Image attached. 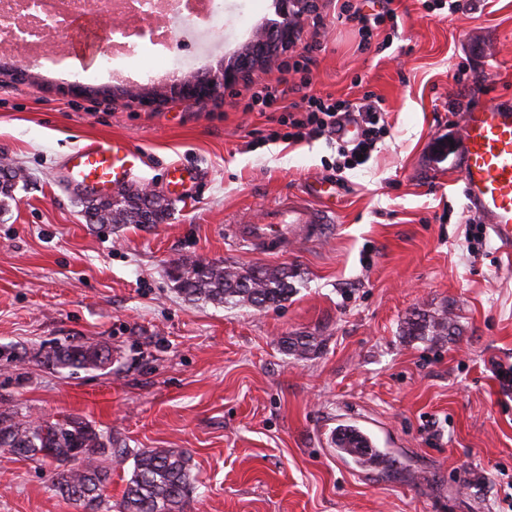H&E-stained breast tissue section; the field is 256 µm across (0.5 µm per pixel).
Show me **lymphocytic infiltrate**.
<instances>
[{
	"instance_id": "lymphocytic-infiltrate-1",
	"label": "lymphocytic infiltrate",
	"mask_w": 512,
	"mask_h": 512,
	"mask_svg": "<svg viewBox=\"0 0 512 512\" xmlns=\"http://www.w3.org/2000/svg\"><path fill=\"white\" fill-rule=\"evenodd\" d=\"M338 17L356 27L359 44L363 47L370 45L380 28L394 29L398 26V16L393 9L366 14L356 0H343ZM319 48L316 41L305 44L300 54L279 66L275 83L256 85L245 109L249 112L279 111L281 129L276 137L292 143L325 134L335 135L347 120L357 123V138L337 146V169H354L363 165L365 156L370 155L386 132L382 100L368 93L354 103L330 93L312 92L310 66L313 54Z\"/></svg>"
}]
</instances>
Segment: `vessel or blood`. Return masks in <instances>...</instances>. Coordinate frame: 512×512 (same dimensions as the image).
Masks as SVG:
<instances>
[{
    "label": "vessel or blood",
    "mask_w": 512,
    "mask_h": 512,
    "mask_svg": "<svg viewBox=\"0 0 512 512\" xmlns=\"http://www.w3.org/2000/svg\"><path fill=\"white\" fill-rule=\"evenodd\" d=\"M142 160L140 149L126 139L93 140L71 153L65 176L88 195L102 197L130 182ZM461 174L472 213L492 230L501 249L511 254L512 101L466 112ZM333 229L329 206L315 208L292 198L267 211L262 220L233 225L232 235L253 253L276 256L287 252L297 239L315 241Z\"/></svg>",
    "instance_id": "vessel-or-blood-1"
}]
</instances>
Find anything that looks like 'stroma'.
Returning <instances> with one entry per match:
<instances>
[{"label":"stroma","instance_id":"stroma-1","mask_svg":"<svg viewBox=\"0 0 512 512\" xmlns=\"http://www.w3.org/2000/svg\"><path fill=\"white\" fill-rule=\"evenodd\" d=\"M207 69L246 40L240 0H224ZM324 25L311 89L384 101L387 132L369 160L336 172V143L271 139L270 114L243 111L244 86L189 105L66 94L69 55L51 63L0 52V159L16 175L0 207V404L33 418L75 415L112 445L172 448L188 459L185 512H497L512 482V255L471 217L459 182L465 112L512 99V0H392L390 45L357 32L319 0ZM25 64L35 81L12 76ZM122 136L145 155L130 189L169 200L161 224H90L86 194L65 182L67 154ZM189 171L165 185V169ZM333 182L337 229L268 258L231 225ZM178 260L285 266L295 292L255 310L190 302L167 276ZM447 311V341L405 336L411 314ZM315 337L306 356L286 336ZM110 349L99 371L69 372L46 354L62 342ZM17 352V361L5 355ZM355 425L388 451L365 471L337 455ZM55 467L0 453V512H76Z\"/></svg>","mask_w":512,"mask_h":512}]
</instances>
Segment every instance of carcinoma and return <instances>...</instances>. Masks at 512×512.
<instances>
[{
  "label": "carcinoma",
  "mask_w": 512,
  "mask_h": 512,
  "mask_svg": "<svg viewBox=\"0 0 512 512\" xmlns=\"http://www.w3.org/2000/svg\"><path fill=\"white\" fill-rule=\"evenodd\" d=\"M89 224H161L168 204L158 195L125 190L120 198L91 199L86 206ZM178 292L191 302L265 309L288 300L295 288L285 266L237 268L217 263L171 266ZM406 333L430 342L448 336L445 318H417L406 322ZM282 348L305 355L316 347L308 336H286ZM91 342L61 343L47 353L60 370H98L110 356H98ZM0 450L34 462L56 465V488L81 512H100L111 480L105 460L124 449H112V436L81 417L31 419L17 409L0 408ZM131 476L118 503L119 512H184L190 497L188 458L164 448H140L133 454Z\"/></svg>",
  "instance_id": "cac0c4a2"
}]
</instances>
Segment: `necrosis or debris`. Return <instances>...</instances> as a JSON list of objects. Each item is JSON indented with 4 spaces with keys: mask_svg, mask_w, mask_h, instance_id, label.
<instances>
[{
    "mask_svg": "<svg viewBox=\"0 0 512 512\" xmlns=\"http://www.w3.org/2000/svg\"><path fill=\"white\" fill-rule=\"evenodd\" d=\"M29 2L0 0V30L23 26L33 46L56 33L63 21L72 23L96 12L127 20L126 35L111 41L93 64L69 65V75L79 81L125 73L139 83L155 81L186 64L184 58L171 54V40L205 52L208 34L224 20V0H44L49 6L45 12L30 9ZM145 57L152 59V68H140Z\"/></svg>",
    "mask_w": 512,
    "mask_h": 512,
    "instance_id": "obj_1",
    "label": "necrosis or debris"
}]
</instances>
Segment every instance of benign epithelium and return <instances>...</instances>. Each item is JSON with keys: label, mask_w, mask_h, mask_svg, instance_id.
I'll return each mask as SVG.
<instances>
[{"label": "benign epithelium", "mask_w": 512, "mask_h": 512, "mask_svg": "<svg viewBox=\"0 0 512 512\" xmlns=\"http://www.w3.org/2000/svg\"><path fill=\"white\" fill-rule=\"evenodd\" d=\"M310 3L311 0H282L278 18L265 23L248 54L236 57L214 71L175 78L165 84L162 96L194 103L263 73L278 55L294 46L299 34V20Z\"/></svg>", "instance_id": "obj_1"}]
</instances>
